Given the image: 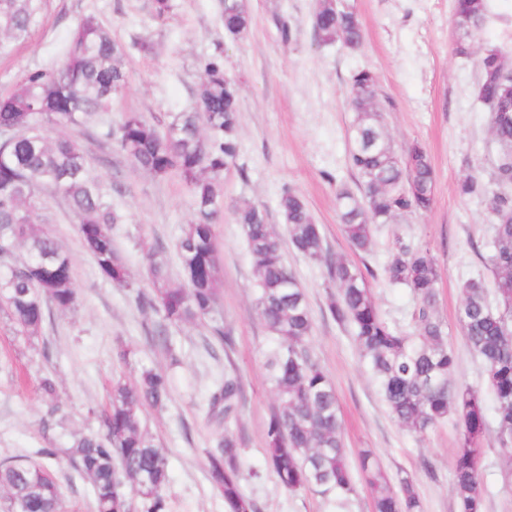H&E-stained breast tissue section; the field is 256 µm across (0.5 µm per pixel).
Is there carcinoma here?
Returning a JSON list of instances; mask_svg holds the SVG:
<instances>
[{
  "label": "carcinoma",
  "mask_w": 512,
  "mask_h": 512,
  "mask_svg": "<svg viewBox=\"0 0 512 512\" xmlns=\"http://www.w3.org/2000/svg\"><path fill=\"white\" fill-rule=\"evenodd\" d=\"M33 14V0H0V49L28 35ZM454 21L455 55L469 58L475 53L473 37L491 22L488 0H456ZM311 23L324 45L338 43L355 50L363 42L362 23L345 0H317ZM223 24L231 38L247 37L251 15L246 0H224ZM126 58V47L95 18L86 17L70 30L60 66L30 72L16 89L0 94V133L17 127L26 112L36 117L31 131L0 136V310L8 316L15 338L24 343L40 335L49 308L68 311L75 302L69 256L53 236L34 229L42 221L38 187L50 188L67 202L100 272L119 287H131L111 233V225L122 223L124 216L104 200L79 143L65 133L48 135L50 127H81L93 113L107 111L112 98L127 87ZM478 66L477 98L486 107H497L491 113L490 134L502 150L512 151V66L494 45L482 49ZM203 72L195 106L175 113L166 130L131 112L105 136L134 167L155 176H177L191 198L195 218L177 245L186 284L172 285L164 260L149 252L153 293L136 292V299L160 316L157 339L167 341V325L210 320L212 334L228 345L230 336L219 325L214 220L222 208L217 186L238 154L239 84L226 75L221 55L208 57ZM379 97L372 70L352 73L348 166L357 184L354 191L338 189L336 207L356 253L370 250L377 225L427 211L435 198L429 154L418 144L403 154L394 150ZM502 178L495 163L491 182L468 176L459 185L460 195L490 201L494 236L484 261L494 275L495 301L488 299L483 279L465 280L458 322L493 396L499 450L512 459V193L501 189ZM279 206L292 250L326 268L328 282L336 288L328 312L338 325L352 329L362 371L394 419L424 435L448 416L456 418L461 435L453 463L457 509L482 512L486 407L479 388L452 382L456 354L436 310L440 274L434 258L401 240L389 252L385 281L410 289L418 301L415 330L402 333L382 317L361 267L324 249L320 225L303 198L288 189ZM232 213L251 256L256 309L270 333L266 371L276 406L265 432L267 467L286 491H312L335 505L336 512H350L358 478L373 512H419L413 478L406 474L392 483L371 449L358 451V476H353L336 390L311 353L313 319L304 288L283 259L267 211L242 199ZM20 244L28 246V255L16 261L14 249ZM170 398V381L162 372L145 368L132 381L118 377L112 383L110 409L100 415V432L79 435L63 450L40 448L37 460L0 462L7 512H59L62 487L41 459L60 451L76 473L90 481L95 512H166L169 461L147 429L144 413L165 407ZM240 399V383L233 375L224 376L210 395L209 418L224 430V438L208 453L209 477L224 499V512H257L242 489L244 449L230 432Z\"/></svg>",
  "instance_id": "carcinoma-1"
}]
</instances>
